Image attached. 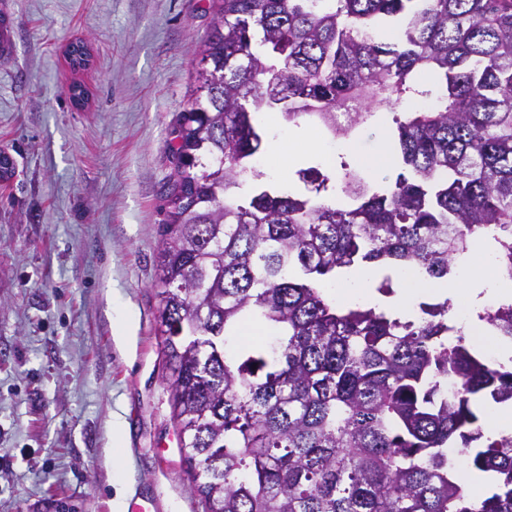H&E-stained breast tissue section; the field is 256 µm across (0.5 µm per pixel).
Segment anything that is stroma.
<instances>
[{"label":"stroma","instance_id":"obj_1","mask_svg":"<svg viewBox=\"0 0 512 512\" xmlns=\"http://www.w3.org/2000/svg\"><path fill=\"white\" fill-rule=\"evenodd\" d=\"M0 57V512H205L180 452L158 334L172 130L212 0H8ZM86 41L91 64L66 48ZM83 85L76 106L68 89ZM265 188L325 135L263 112Z\"/></svg>","mask_w":512,"mask_h":512}]
</instances>
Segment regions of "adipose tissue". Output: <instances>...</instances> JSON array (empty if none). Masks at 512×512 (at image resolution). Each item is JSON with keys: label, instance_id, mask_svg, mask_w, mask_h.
<instances>
[{"label": "adipose tissue", "instance_id": "1", "mask_svg": "<svg viewBox=\"0 0 512 512\" xmlns=\"http://www.w3.org/2000/svg\"><path fill=\"white\" fill-rule=\"evenodd\" d=\"M455 277L433 282L420 276H413L400 290L397 306L403 312H410L414 298L420 293H435L447 298L454 314L472 309L480 310L512 299V281L500 278L493 271L490 258L472 261L470 257L458 260Z\"/></svg>", "mask_w": 512, "mask_h": 512}]
</instances>
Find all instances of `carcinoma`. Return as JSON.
Returning a JSON list of instances; mask_svg holds the SVG:
<instances>
[{"instance_id":"1","label":"carcinoma","mask_w":512,"mask_h":512,"mask_svg":"<svg viewBox=\"0 0 512 512\" xmlns=\"http://www.w3.org/2000/svg\"><path fill=\"white\" fill-rule=\"evenodd\" d=\"M217 2L158 261L173 418L207 512H512V434L485 433L475 407L512 404V369L472 352L446 301L404 320L324 292L355 265L445 278L482 237L512 280V0ZM68 58L87 66L85 43ZM383 109L403 168L384 190L367 159L339 179L298 169L305 194L261 187L256 114L336 140ZM339 182L346 207L327 202ZM246 318L270 335L232 353ZM478 319L512 343V302ZM458 449L495 476L490 496L458 484Z\"/></svg>"}]
</instances>
